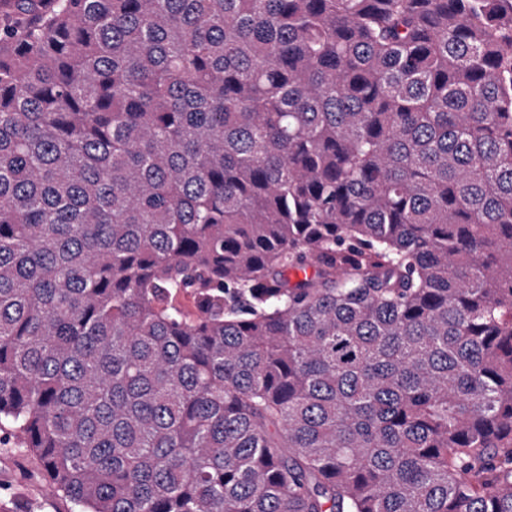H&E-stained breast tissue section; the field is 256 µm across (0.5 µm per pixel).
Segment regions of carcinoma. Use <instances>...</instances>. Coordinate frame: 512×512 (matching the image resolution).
<instances>
[{
    "instance_id": "carcinoma-1",
    "label": "carcinoma",
    "mask_w": 512,
    "mask_h": 512,
    "mask_svg": "<svg viewBox=\"0 0 512 512\" xmlns=\"http://www.w3.org/2000/svg\"><path fill=\"white\" fill-rule=\"evenodd\" d=\"M0 5V431L54 492L512 512V0Z\"/></svg>"
}]
</instances>
